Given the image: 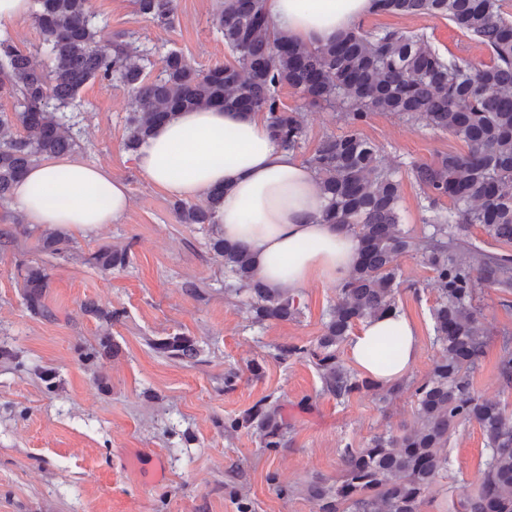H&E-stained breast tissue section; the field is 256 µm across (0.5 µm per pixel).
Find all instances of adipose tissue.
I'll return each instance as SVG.
<instances>
[{"mask_svg": "<svg viewBox=\"0 0 512 512\" xmlns=\"http://www.w3.org/2000/svg\"><path fill=\"white\" fill-rule=\"evenodd\" d=\"M276 30L309 46L357 28L375 0H265ZM141 175L170 196L198 201L223 188L218 232L246 243L259 276L272 288L297 295L312 281L341 283L357 254L354 234L322 219L324 200L315 174L279 145L261 112L218 107L182 111L158 126L134 156ZM14 207L33 227L92 229L125 216L130 199L122 181L101 166L48 158L13 191ZM398 341L393 361H376L382 338ZM350 354L363 376L382 384L402 378L419 353L412 322L393 312L364 322Z\"/></svg>", "mask_w": 512, "mask_h": 512, "instance_id": "obj_1", "label": "adipose tissue"}]
</instances>
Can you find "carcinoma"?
Returning a JSON list of instances; mask_svg holds the SVG:
<instances>
[{
	"mask_svg": "<svg viewBox=\"0 0 512 512\" xmlns=\"http://www.w3.org/2000/svg\"><path fill=\"white\" fill-rule=\"evenodd\" d=\"M376 3L383 14L448 19L490 51V63L444 55L425 34L399 29L374 33L358 27L307 47L272 27L265 0H219L215 21L234 62L201 73L171 50L160 74L149 80L145 66L133 58L148 63L150 51L103 35L90 0H33L32 18L49 64L35 65L11 38H0V93L14 99L11 110H0V203L12 199L15 185L33 166L75 150L73 106L91 80L118 82L131 98L126 148L133 152L175 112L215 105L265 113L272 135L293 151L305 134L303 118L286 111L279 89L288 86L314 104L336 108L345 114L348 130L324 137L307 164L325 201L323 221L354 233L357 258L338 285L339 301L325 312L323 334L307 345H278L275 357L313 363L323 393L337 400L377 388L345 365L340 349L357 324L397 309L398 260L409 253L420 255L433 273L438 351L429 376L414 387L417 426L378 435L363 448H345L340 479L313 481L306 494L319 503V512H421L432 486L448 471L449 431L474 422L486 439L488 457L476 493L458 512H512V415L476 396L471 381L487 344L475 304L477 289L489 284L511 293L512 256L487 253L466 240L470 226L477 224L490 238L512 244V20L503 0ZM136 5L159 24L174 23L175 0H136ZM373 112L448 131L467 146L464 152L411 166L431 213L433 232L423 238L399 228L400 180L381 150L358 132ZM223 198L224 189L214 188L202 204L178 201L176 220L215 226ZM445 200L446 215L441 210ZM42 248L60 257L69 252L70 239L61 230H49ZM210 250L224 261L225 291L243 298L252 323L300 317L297 297L262 281L246 244L218 235ZM127 262V251L106 245L90 258L103 272ZM17 276L27 307L50 315L44 303L47 268L20 265ZM154 348L186 361L199 354L195 339L180 333L158 340ZM396 354L393 338L374 350L387 362ZM498 370L505 387H511L512 339L507 335ZM242 430L266 450L288 447L290 425L281 405L268 396L224 420V435Z\"/></svg>",
	"mask_w": 512,
	"mask_h": 512,
	"instance_id": "obj_1",
	"label": "carcinoma"
}]
</instances>
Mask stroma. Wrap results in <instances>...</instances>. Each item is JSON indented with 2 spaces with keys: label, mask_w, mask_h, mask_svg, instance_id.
<instances>
[{
  "label": "stroma",
  "mask_w": 512,
  "mask_h": 512,
  "mask_svg": "<svg viewBox=\"0 0 512 512\" xmlns=\"http://www.w3.org/2000/svg\"><path fill=\"white\" fill-rule=\"evenodd\" d=\"M173 26L137 14L134 0H91L108 33L128 32L147 47L179 51L205 71L230 62L215 25L217 0H175ZM363 30L421 32L440 52L489 62L482 44L447 19L373 13ZM286 110L301 113L307 159L327 135L346 127L327 105L309 103L290 87L279 90ZM81 133L74 156L110 170L128 189L131 207L115 224L70 229L68 258L42 250L43 232L19 222L13 205L0 206V512H237L234 492L247 495L253 512H319L303 488L317 478L339 479L345 448H361L375 434L416 423L411 393L383 401L361 391L339 402L324 394L308 361L275 359L276 345H305L322 333L324 311L338 300L335 285L316 282L299 296L303 310L292 322L252 324L243 305L224 293V265L209 249L208 228L177 223L174 200L149 183L125 150L130 99L119 86L89 82L80 91ZM360 133L398 167L400 227L430 233L423 193L410 166L462 151L456 136L422 124L372 113ZM126 249L125 268L101 272L88 262L100 246ZM44 264L51 280L44 302L50 317L32 313L16 268ZM401 312L421 342L406 373L421 383L432 368L431 308L437 297L431 270L419 256L398 260ZM503 294L481 288L477 304L488 344L472 377L480 398L512 411V388L497 370L501 336L512 334V307ZM119 313L108 323L84 313L85 301ZM182 333L200 349L186 363L152 348L154 340ZM239 375L224 389L228 371ZM277 399L292 427L288 447L267 451L239 432L224 437V420L263 396ZM487 456L474 423L448 434V474L433 488L422 512H457L471 497Z\"/></svg>",
  "instance_id": "obj_1"
}]
</instances>
